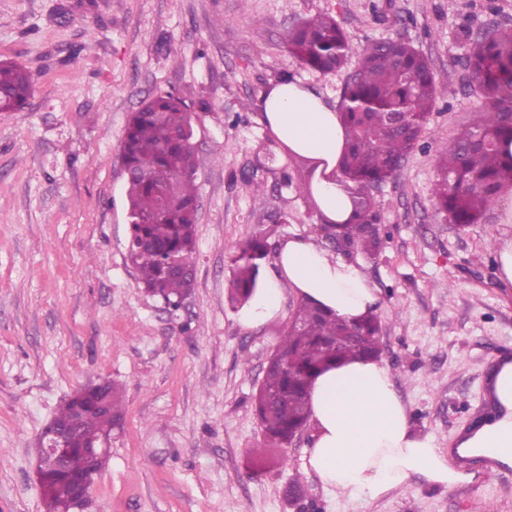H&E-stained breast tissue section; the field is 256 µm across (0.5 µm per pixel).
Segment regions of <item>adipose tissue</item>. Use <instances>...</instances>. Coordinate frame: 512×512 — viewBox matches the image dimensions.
<instances>
[{
	"label": "adipose tissue",
	"mask_w": 512,
	"mask_h": 512,
	"mask_svg": "<svg viewBox=\"0 0 512 512\" xmlns=\"http://www.w3.org/2000/svg\"><path fill=\"white\" fill-rule=\"evenodd\" d=\"M261 107L264 125L293 151L317 160L312 189L319 208L329 221L345 222L351 200L338 172L346 134L337 112L311 87L288 79L267 91ZM285 284L300 298L347 320L377 309L376 292L360 264L312 238L294 237L282 245L275 271L242 308L239 322L251 326L277 313ZM491 382L499 410L462 432L456 445L462 454L512 467V361H501ZM309 401L315 440L308 463L325 487L352 499L377 500L406 486L415 474L448 488L474 479L457 470L430 437L413 432L382 360L328 365L312 379Z\"/></svg>",
	"instance_id": "ef3b65f1"
}]
</instances>
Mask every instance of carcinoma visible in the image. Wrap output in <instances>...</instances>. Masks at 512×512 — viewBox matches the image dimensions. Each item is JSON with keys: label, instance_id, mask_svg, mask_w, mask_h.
Listing matches in <instances>:
<instances>
[{"label": "carcinoma", "instance_id": "carcinoma-1", "mask_svg": "<svg viewBox=\"0 0 512 512\" xmlns=\"http://www.w3.org/2000/svg\"><path fill=\"white\" fill-rule=\"evenodd\" d=\"M287 48L304 67L325 74L347 64L351 44L336 18L320 13L290 30ZM466 69L481 96V118L440 149L431 188L437 210L460 227L478 223L502 187L512 185V153L503 154L504 142H512V28L495 27L477 38ZM33 83L25 67L0 60V112L22 110ZM438 92L429 62L410 44L383 40L364 48L340 105L348 140L340 174L351 190L354 219L320 225L323 235L337 237L369 259L378 255L381 234L375 228L374 192L395 177L414 151ZM191 133L193 116L187 104L172 93H160L129 116L121 147L127 168L126 258L145 290L175 307L194 281L197 188ZM273 232H255L232 257V303L243 305L252 298ZM293 317L269 360L255 402L265 438L278 447L288 446L306 426L308 386L318 371L382 350L374 315L347 321L301 300ZM121 418L116 389L109 382L78 389L58 409L53 424L67 430L73 453L67 474L49 470L40 483L46 512H63L75 480L102 470L108 455L89 458L82 448L110 436Z\"/></svg>", "mask_w": 512, "mask_h": 512}]
</instances>
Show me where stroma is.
Instances as JSON below:
<instances>
[{
  "instance_id": "obj_1",
  "label": "stroma",
  "mask_w": 512,
  "mask_h": 512,
  "mask_svg": "<svg viewBox=\"0 0 512 512\" xmlns=\"http://www.w3.org/2000/svg\"><path fill=\"white\" fill-rule=\"evenodd\" d=\"M336 17L351 53L321 74L290 56L289 30ZM512 27V0H0V58L25 66L33 93L0 112V512H45L35 448L57 407L112 381L124 422L96 476L90 512H512V468L453 488L416 475L376 501L327 492L306 466L305 431L265 448L253 405L298 299L242 326L229 301L230 258L255 231L272 249L321 240L260 120L283 78L339 106L367 44L410 42L441 85L419 145L375 194L383 248L362 265L378 296L381 357L414 432L448 450L487 404L488 377L512 356V285L497 276L496 234L512 236V186L466 228L431 197L438 150L476 122L463 60L490 26ZM173 93L195 114L197 249L179 310L144 292L126 260L125 126L147 98ZM275 151L253 171L260 148ZM265 183L254 200L247 182ZM287 210L280 221L279 210ZM305 488L292 501L289 485Z\"/></svg>"
}]
</instances>
